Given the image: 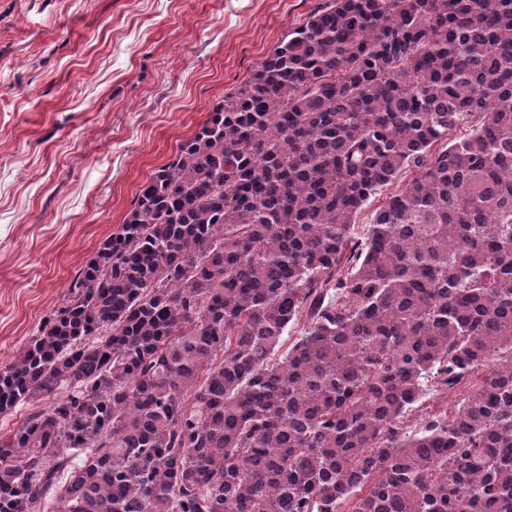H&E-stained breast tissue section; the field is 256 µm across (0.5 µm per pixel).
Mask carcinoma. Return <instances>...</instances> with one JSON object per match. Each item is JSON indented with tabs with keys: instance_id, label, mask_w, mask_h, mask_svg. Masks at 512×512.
Listing matches in <instances>:
<instances>
[{
	"instance_id": "obj_1",
	"label": "carcinoma",
	"mask_w": 512,
	"mask_h": 512,
	"mask_svg": "<svg viewBox=\"0 0 512 512\" xmlns=\"http://www.w3.org/2000/svg\"><path fill=\"white\" fill-rule=\"evenodd\" d=\"M55 392L0 512H512V0L317 4L0 369ZM409 176L402 177L398 181L384 187L379 191L375 197H372L369 203L366 205L364 211L357 218L355 223V231L361 234V230L365 227V224H370L372 217L379 205H381L384 198L391 193H396L404 187L406 180Z\"/></svg>"
}]
</instances>
